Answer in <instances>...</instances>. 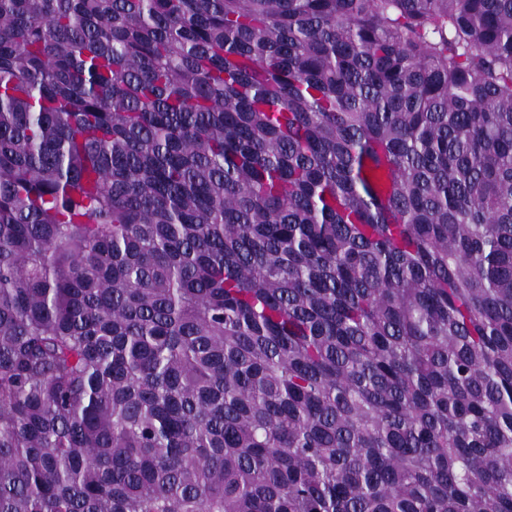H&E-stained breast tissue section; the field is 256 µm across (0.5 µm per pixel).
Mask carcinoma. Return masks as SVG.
Wrapping results in <instances>:
<instances>
[{"instance_id":"cac0c4a2","label":"carcinoma","mask_w":512,"mask_h":512,"mask_svg":"<svg viewBox=\"0 0 512 512\" xmlns=\"http://www.w3.org/2000/svg\"><path fill=\"white\" fill-rule=\"evenodd\" d=\"M0 512H512V0H0Z\"/></svg>"}]
</instances>
